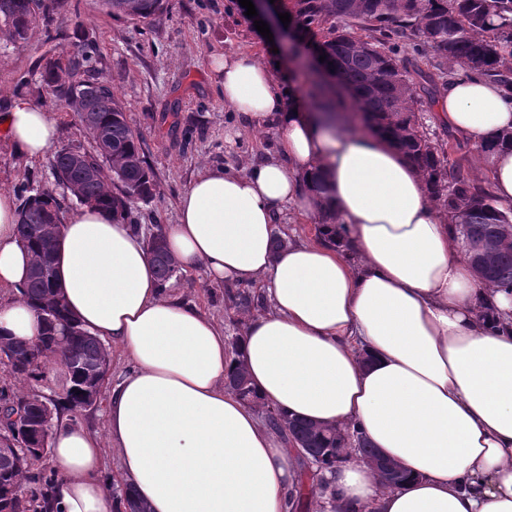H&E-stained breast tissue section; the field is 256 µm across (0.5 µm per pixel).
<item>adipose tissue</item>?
I'll use <instances>...</instances> for the list:
<instances>
[{"mask_svg": "<svg viewBox=\"0 0 512 512\" xmlns=\"http://www.w3.org/2000/svg\"><path fill=\"white\" fill-rule=\"evenodd\" d=\"M224 103L279 131L277 157L244 173L203 169L164 229L179 268L210 283L260 284L264 312L237 349L224 327L167 295L142 234L100 209L66 215L57 282L84 329L132 365L113 387L106 437L59 419L51 512H116L101 475L114 453L146 512H287L296 466L257 406L225 386L242 367L262 403L321 424H358L408 481L382 484L356 454L321 470V512H512V292L489 287L454 249L423 173L386 140L329 134L256 55L212 57ZM437 115L477 151L494 205L512 208V93L456 69ZM13 151L44 157L51 112L23 98L0 114ZM329 188L328 198L313 189ZM330 200L347 249L272 241L285 216L318 221ZM15 196L0 190V288L30 255ZM37 312L0 302V334L37 342Z\"/></svg>", "mask_w": 512, "mask_h": 512, "instance_id": "obj_1", "label": "adipose tissue"}]
</instances>
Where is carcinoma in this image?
I'll list each match as a JSON object with an SVG mask.
<instances>
[{
  "instance_id": "carcinoma-1",
  "label": "carcinoma",
  "mask_w": 512,
  "mask_h": 512,
  "mask_svg": "<svg viewBox=\"0 0 512 512\" xmlns=\"http://www.w3.org/2000/svg\"><path fill=\"white\" fill-rule=\"evenodd\" d=\"M112 16L146 22L165 10V0H101ZM285 11L300 30L330 62L342 69L343 89L314 84L309 92L317 112H343L350 106L367 114L376 134L400 149L427 177L429 193L448 213L454 241L490 248L493 256L480 279L493 288L512 291V245L495 240L496 228L512 223V209L493 204L484 181L466 171L463 160L450 161L446 144L430 139L419 122L423 105L436 103L440 86L448 83L450 67L458 64L469 71L512 88V0H285ZM69 0H0V35L24 44L33 33L69 21ZM416 42V58L401 59L395 49L382 42ZM420 76L423 83L410 80ZM37 92L47 91L77 118L91 146L70 144L50 158L58 182L70 185V192L82 206H93L122 219H132L134 204L151 202L157 183L142 147V138L130 126L125 107L112 90V81L100 76L92 47L85 43L45 59L39 72ZM18 237L37 264L21 289L23 299L39 314L43 332L35 344L0 337V363L21 384L45 377L50 365L69 368L63 397L53 400V418L65 409L76 413L100 396L107 375L94 379L92 364L108 359L102 342L89 335L68 310L55 275L56 235L51 225L60 219V205L49 190H36L25 181L17 187ZM328 232H323V229ZM318 234L338 244L343 225L333 222L324 207ZM147 249L161 283H168L177 271L166 244L163 228L155 224L146 239ZM241 385L229 390L265 412L271 427H288V438H303L320 450L324 463L331 464L345 449L362 454L375 452L357 427L337 432L319 428L291 417L281 410L259 403L255 391L240 373ZM44 396L17 393L1 396L0 413L9 418L11 430L37 421L43 412ZM19 443L30 457L13 462L0 460V512H29L36 497H21L25 478L52 485L55 475L29 474L31 463L42 458L28 447L29 439L18 432ZM320 495L328 488L320 486ZM313 487L298 478L289 494L292 509L313 500Z\"/></svg>"
}]
</instances>
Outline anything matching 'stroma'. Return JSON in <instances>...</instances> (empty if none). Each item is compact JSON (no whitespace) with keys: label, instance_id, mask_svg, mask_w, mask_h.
Returning <instances> with one entry per match:
<instances>
[{"label":"stroma","instance_id":"35a3bbf8","mask_svg":"<svg viewBox=\"0 0 512 512\" xmlns=\"http://www.w3.org/2000/svg\"><path fill=\"white\" fill-rule=\"evenodd\" d=\"M86 37L95 41L101 73L111 78L129 123L141 133L156 175L159 193L142 206L143 224L175 223L177 199L203 167L243 172L276 150V128H248L225 105L224 86L210 68L212 56L254 54L278 63L286 75L281 89H310L307 70L289 57L287 47L272 48L239 0H168L166 10L146 23L112 17L99 0H79L77 13L52 40L40 33L20 46L0 40V107L19 96L20 79H37L42 57L71 49ZM175 123L193 129L190 146L171 134ZM25 180L36 188L53 186L49 158L16 156L0 139V190H14ZM169 288L223 324L228 342L242 336L245 316L225 305L223 287L211 285L203 270L178 271Z\"/></svg>","mask_w":512,"mask_h":512}]
</instances>
